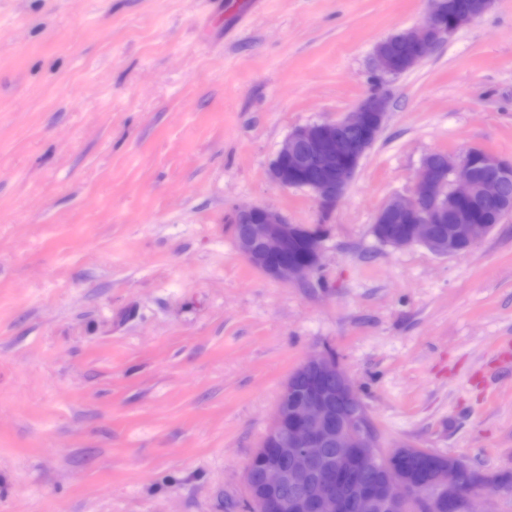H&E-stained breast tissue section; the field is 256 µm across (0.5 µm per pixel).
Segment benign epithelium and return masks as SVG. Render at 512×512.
<instances>
[{"mask_svg":"<svg viewBox=\"0 0 512 512\" xmlns=\"http://www.w3.org/2000/svg\"><path fill=\"white\" fill-rule=\"evenodd\" d=\"M494 0H472L471 8L453 23L443 0H431L425 21L393 34L375 48L378 80L398 77L420 64L432 49L457 29L487 13ZM398 41L413 52L399 59L391 47ZM388 99L374 92L355 111L339 120L308 123L291 131L270 164L271 179L294 188L301 173L310 172L306 186L322 216H329L353 181L362 158L377 140L386 120ZM512 181V162L478 148L451 156L440 153L422 162L406 196L391 199L374 218L375 235L395 249L424 245L437 255H453L462 244L474 245L489 233L467 211L453 204L476 206L500 197ZM413 217L399 230L394 223ZM450 224L448 238L438 236L440 224ZM324 222L290 224L277 211L261 205L235 212L234 236L241 255L267 277L302 283L318 269L324 250ZM300 369L325 381L304 389L291 379L282 386L267 433L246 465V487L261 492L263 512H345L348 502L357 512H407L420 503L425 512H476L475 502L492 494L509 495L491 486L460 487L453 474L467 464L459 455L440 456L429 450L432 484L409 477L399 459L413 454L410 442L385 452L379 465L381 441L372 429L368 408L349 375L328 352L307 357Z\"/></svg>","mask_w":512,"mask_h":512,"instance_id":"benign-epithelium-1","label":"benign epithelium"}]
</instances>
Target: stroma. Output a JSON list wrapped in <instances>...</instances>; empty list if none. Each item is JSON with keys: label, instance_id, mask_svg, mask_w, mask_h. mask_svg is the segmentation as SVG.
<instances>
[{"label": "stroma", "instance_id": "35a3bbf8", "mask_svg": "<svg viewBox=\"0 0 512 512\" xmlns=\"http://www.w3.org/2000/svg\"><path fill=\"white\" fill-rule=\"evenodd\" d=\"M430 0H0V512H246L243 471L311 353L384 447L512 469V215L466 252L375 241L423 158L512 160V0L376 83ZM387 120L319 273L240 255L238 206L321 218L269 175L295 127Z\"/></svg>", "mask_w": 512, "mask_h": 512}]
</instances>
